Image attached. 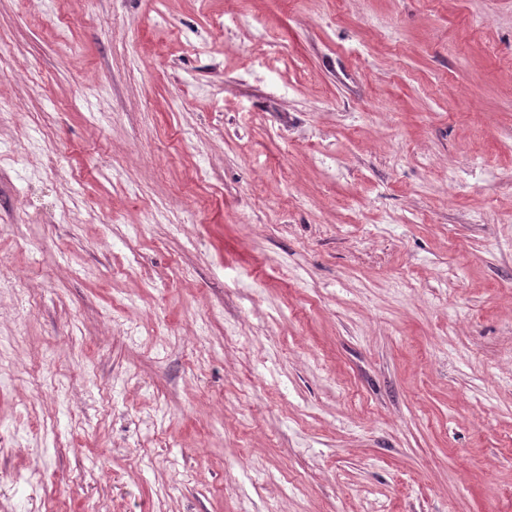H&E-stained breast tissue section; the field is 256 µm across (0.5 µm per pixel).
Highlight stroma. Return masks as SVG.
I'll return each mask as SVG.
<instances>
[{
  "instance_id": "obj_1",
  "label": "stroma",
  "mask_w": 512,
  "mask_h": 512,
  "mask_svg": "<svg viewBox=\"0 0 512 512\" xmlns=\"http://www.w3.org/2000/svg\"><path fill=\"white\" fill-rule=\"evenodd\" d=\"M1 102L0 512H512V0H0Z\"/></svg>"
}]
</instances>
